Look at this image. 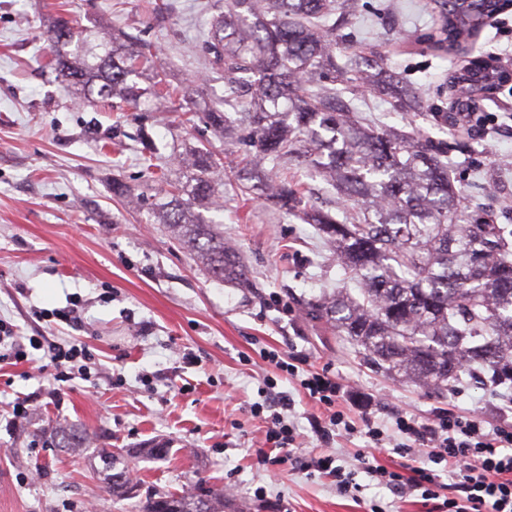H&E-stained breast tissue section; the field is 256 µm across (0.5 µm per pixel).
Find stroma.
I'll list each match as a JSON object with an SVG mask.
<instances>
[{"label": "stroma", "instance_id": "stroma-1", "mask_svg": "<svg viewBox=\"0 0 512 512\" xmlns=\"http://www.w3.org/2000/svg\"><path fill=\"white\" fill-rule=\"evenodd\" d=\"M145 2L0 0V319L22 336L44 331L60 343L81 342L94 358L87 378L67 383L54 382L42 352L21 363L0 358V512H89L101 503L107 512H138L156 494L199 485L226 491L242 512H428L420 498L371 481L368 466L401 462L387 448L361 463L354 458L361 441L336 439L339 465L361 486L355 497L329 478L259 464L261 422L249 407L274 372L260 350L295 348L314 366L331 363L348 383L346 400L361 398L362 411L378 421L392 408L425 416L440 407L492 425L512 390L467 377L448 396H431L376 371L308 315L307 301L345 287L344 272L314 225L236 195L241 148L204 122L206 105L224 97L223 76L198 46L213 0H171L162 20L145 13ZM62 4L88 27L140 29L188 112L159 104L119 116L77 102L48 65L47 26ZM356 15L336 31L337 60L374 45L423 101L398 112L388 96L363 89L354 97L358 115L445 143L463 206L512 229V137L493 142L440 117L454 99L451 75L470 59L512 50V9L443 58L404 36L435 26L431 0H357ZM145 134L167 167L177 146L202 142L223 157L224 209L213 218L244 256L253 287L215 280L151 222L142 199L161 186L141 152ZM116 176L130 198L113 197ZM72 308L73 323L36 319ZM20 402L29 414L15 415ZM62 425L93 434L92 447L46 443ZM156 442L168 447L166 457L145 455ZM109 451L123 454L133 484L127 496H109L89 464Z\"/></svg>", "mask_w": 512, "mask_h": 512}]
</instances>
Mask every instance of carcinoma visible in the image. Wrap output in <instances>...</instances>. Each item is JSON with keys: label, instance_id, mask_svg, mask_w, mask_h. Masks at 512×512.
I'll list each match as a JSON object with an SVG mask.
<instances>
[{"label": "carcinoma", "instance_id": "carcinoma-1", "mask_svg": "<svg viewBox=\"0 0 512 512\" xmlns=\"http://www.w3.org/2000/svg\"><path fill=\"white\" fill-rule=\"evenodd\" d=\"M440 24L417 41L446 56L479 32L500 0H433ZM203 43L224 68V100L207 108L214 132L243 138L241 158L253 184L241 193L271 199L288 214L304 189L283 171L301 159L312 175L344 201L342 218L314 209L309 223L336 250L354 289L338 288L311 306L312 316L347 337L356 352L383 372L446 395L462 376L512 383V232L460 206L446 151L428 139L378 128L354 115L336 82L386 89L398 111L412 109L416 88L400 75L380 81L379 62L361 56L336 63L328 22L355 16V0H217ZM50 57L64 88L76 100L95 99L115 112L165 99L169 111L184 99L147 63L158 48L136 35L82 28L65 13L53 19ZM490 67L452 77L454 104L470 109L489 93ZM181 176L150 202L162 224L217 280L249 282L241 254L224 230L207 220L224 195V162L192 146L177 162ZM59 448H84L87 433L56 430ZM109 491L129 490L119 457H101ZM141 512H224V493L200 488L190 496L161 494Z\"/></svg>", "mask_w": 512, "mask_h": 512}]
</instances>
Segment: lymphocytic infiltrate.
I'll return each mask as SVG.
<instances>
[{
  "label": "lymphocytic infiltrate",
  "instance_id": "1",
  "mask_svg": "<svg viewBox=\"0 0 512 512\" xmlns=\"http://www.w3.org/2000/svg\"><path fill=\"white\" fill-rule=\"evenodd\" d=\"M6 345L15 359L24 361L30 351H43L50 360L58 382L75 377L77 363L89 356L85 345L71 342L60 346L49 337L36 334L28 340L16 336L13 325L0 320V345ZM260 357L277 374L297 381L302 394L313 403L315 414L309 424L321 447L311 454H298L299 435L288 416L291 404L277 390L275 376L264 379V400L251 405L250 413L264 425L265 450L261 462L293 467L331 478L339 493L352 487L351 474L336 463L331 443L338 438L363 439L367 448H391L406 458L408 467L370 469L380 485L402 497L420 496L432 505L431 512H512V423L486 428L476 415L436 413L432 422H420L406 413L394 414L380 423L371 417L352 416L342 406L345 386L330 368L303 369V357L276 349L263 350ZM455 475L458 495L442 498L444 474Z\"/></svg>",
  "mask_w": 512,
  "mask_h": 512
}]
</instances>
